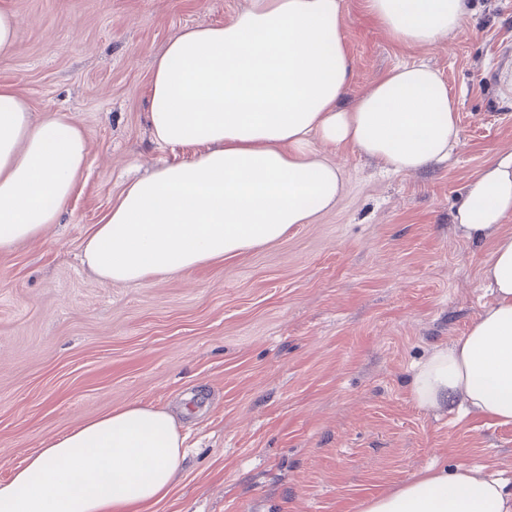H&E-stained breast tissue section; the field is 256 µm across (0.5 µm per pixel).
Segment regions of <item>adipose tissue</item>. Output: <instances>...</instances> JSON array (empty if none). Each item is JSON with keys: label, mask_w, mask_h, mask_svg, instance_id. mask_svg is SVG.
<instances>
[{"label": "adipose tissue", "mask_w": 512, "mask_h": 512, "mask_svg": "<svg viewBox=\"0 0 512 512\" xmlns=\"http://www.w3.org/2000/svg\"><path fill=\"white\" fill-rule=\"evenodd\" d=\"M398 43L423 46L457 30L464 0H368ZM342 0H250L223 25L180 29L154 62L149 122L157 142L193 147L187 161L132 180L83 243L98 278L145 283L285 237L343 190L330 152L354 147L394 173L447 161L460 129L437 71L395 67L354 101ZM74 121H34L0 86V251L59 223L87 159ZM512 154L471 184L455 221L466 239H492L481 278L493 300L465 336L414 367L422 408L512 423ZM184 438L175 416L132 401L44 441L0 481V512H151L179 482ZM360 512H512V483L477 467H427Z\"/></svg>", "instance_id": "adipose-tissue-1"}]
</instances>
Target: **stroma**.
Segmentation results:
<instances>
[{"mask_svg":"<svg viewBox=\"0 0 512 512\" xmlns=\"http://www.w3.org/2000/svg\"><path fill=\"white\" fill-rule=\"evenodd\" d=\"M244 4L0 0L20 22L0 83L88 141L60 222L0 251V481L49 437L134 400L169 409L186 437L181 480L154 512H359L433 464L512 478V424L422 409L408 386L492 301L489 247L454 215L512 152V0H468L458 30L407 51L366 0H343L350 96L405 63L437 69L461 130L447 162L391 174L344 149L336 204L275 243L144 284L86 271L83 241L127 178L196 153L154 139L155 57Z\"/></svg>","mask_w":512,"mask_h":512,"instance_id":"1","label":"stroma"}]
</instances>
